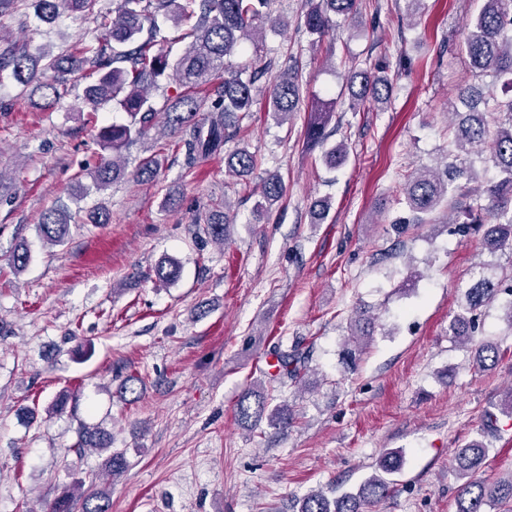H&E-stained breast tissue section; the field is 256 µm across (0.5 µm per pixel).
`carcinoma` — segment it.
<instances>
[{
    "mask_svg": "<svg viewBox=\"0 0 512 512\" xmlns=\"http://www.w3.org/2000/svg\"><path fill=\"white\" fill-rule=\"evenodd\" d=\"M37 17L47 23L56 22L65 13L94 14L99 0H30ZM115 17L98 15L95 33L82 46L69 54H55L44 48L38 55L26 47L5 42L0 45V75L10 72L22 87L35 85L44 91L40 108H49L68 93L64 75L89 70L92 84L84 89V98L92 106L113 101L127 114V120L102 128L97 144L109 155L94 153V164L88 175L97 189L104 190L127 175L125 152L142 143L155 126L158 115L149 95V86L173 70L180 92L164 112V123L182 134L187 164L199 157L221 151L225 144L238 137L245 119L252 117L251 108L261 79L269 72L270 64H228L243 41L261 30L265 21L280 31L288 26L281 19H270L272 0H112ZM360 0H304L300 27L317 46L330 32L336 30L338 19H348L358 13ZM164 17L177 26L186 27L188 44L181 55L170 60L157 18ZM459 48L466 56L475 82L462 88L448 106L454 119L455 131L448 143L443 166L425 167L407 180L403 199L408 217L405 226L433 224L432 216L448 213V223L463 235L483 233L482 246L493 255L512 249V0H481L477 13L468 21ZM53 71L58 74L54 83L42 82L39 74ZM399 71L392 70L388 60L371 61L365 58L352 61L348 71L349 107L357 112L366 103L386 104L390 101ZM508 93L498 98L496 91ZM267 111L286 120L301 104L302 92L296 70L288 67L265 83ZM211 104L214 116L204 124L197 119L200 105ZM335 102L318 98L311 102L305 128L307 146L322 148L328 134L326 126L334 112ZM486 154L495 171V179L483 187L464 190L460 181L474 179V157ZM348 157L345 143L340 142L323 153L326 165L335 169ZM229 172L245 177L257 167L256 156L245 147L224 155ZM158 167L157 155L142 158L134 178L151 177ZM260 194L268 206L279 202L285 185L278 174H270L260 185ZM76 215L67 206L42 214L39 231L45 243L60 245L69 234ZM230 221L226 213L216 210L207 220L206 233L217 241L224 240ZM155 276L166 284L177 282L181 267L165 258L156 264ZM500 302L509 329L512 330V274L498 271L494 264L480 262L473 268L471 283L465 291L460 312L450 321L448 332L459 340L471 336V325L483 307ZM344 353L353 357L362 351L361 345L374 335L373 318L367 311H358ZM498 348L479 344L475 347L474 363L486 367V361L496 362ZM278 374L297 380L308 371V357L297 351L277 352ZM272 390L251 386L237 403V421L251 426L267 418L272 426H288L294 419L287 404L274 403ZM512 420V390L504 401L485 413L486 426L498 428L500 416ZM112 439L97 429L81 427L73 451L84 454L88 448L108 449ZM487 449L472 442L458 449L454 470L463 480L457 497L456 512H485L490 502L512 500V477L488 487L473 479V474L486 460ZM399 453L390 451L381 457L378 472L370 476L358 494H344L334 500L321 490L313 491L299 501L296 512H365L390 492L388 476L401 471ZM73 488L79 495L64 493L45 503L43 512H75V500H83L82 512H109L107 493L96 489L82 491V483Z\"/></svg>",
    "mask_w": 512,
    "mask_h": 512,
    "instance_id": "cac0c4a2",
    "label": "carcinoma"
}]
</instances>
